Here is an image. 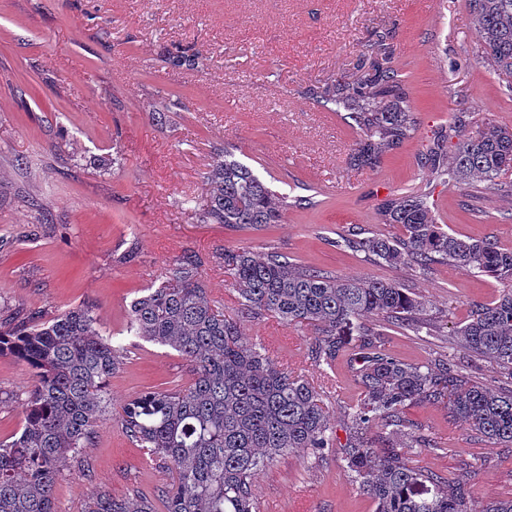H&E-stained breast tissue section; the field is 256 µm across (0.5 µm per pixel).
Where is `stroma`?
Returning a JSON list of instances; mask_svg holds the SVG:
<instances>
[{"label":"stroma","mask_w":512,"mask_h":512,"mask_svg":"<svg viewBox=\"0 0 512 512\" xmlns=\"http://www.w3.org/2000/svg\"><path fill=\"white\" fill-rule=\"evenodd\" d=\"M383 37L394 45L416 131L378 167L362 168L350 160L357 127L319 93L341 78L359 81L370 44ZM178 44L206 56L205 69L168 65L164 53ZM162 107L168 117L159 125L152 113ZM460 116L471 131L512 126V75L486 62L468 0H0V314L46 319L94 306L104 337L129 348L109 382L117 410L144 387L186 378L176 351L129 334L131 301L189 252L202 261L211 299L239 318L223 254L248 246L410 289L431 330L391 328L397 355H450L475 380L510 389L512 379L463 351L454 334L502 282L443 263L396 268L340 243L389 233L379 203L421 190L450 233L512 249L511 194L480 182L455 188L420 164L434 132ZM227 154L301 206L258 229L200 223L207 177ZM130 249L135 259L122 261ZM240 320L277 365L322 387L341 420V403L358 395L346 361L323 370L309 330L272 317ZM29 387L28 369L0 356V441L20 430ZM409 416L443 443L412 449L416 466L467 483L476 497L512 498V448L465 433L432 404ZM171 479L110 418L57 484L56 507L83 512L94 491L153 497ZM257 485L262 512H375L334 454H285Z\"/></svg>","instance_id":"obj_1"}]
</instances>
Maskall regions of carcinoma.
<instances>
[{"instance_id":"cac0c4a2","label":"carcinoma","mask_w":512,"mask_h":512,"mask_svg":"<svg viewBox=\"0 0 512 512\" xmlns=\"http://www.w3.org/2000/svg\"><path fill=\"white\" fill-rule=\"evenodd\" d=\"M469 5L486 61L511 74L512 0ZM393 53L391 46L378 45L380 59L360 82L339 81L322 92L362 132L352 156L358 167H377L416 128ZM168 55L178 67L202 64L188 48L177 46ZM464 127L459 119L435 131L422 165L456 187L478 181L504 190L499 177L512 169V127L488 125L463 134ZM455 137L449 156L444 143ZM209 181V200L197 209L203 224L255 229L279 223L288 209L287 197L228 153ZM377 212L395 233L346 237V245L395 267L450 263L508 284L494 302L476 306L455 335L461 349L512 377V250L449 233L435 220L424 192L387 198ZM200 267L196 255L183 253L128 312L131 335L173 349L188 367L185 383L140 391L119 413L126 436L173 467L162 491L165 512H260L257 476L298 449L340 455L375 512H512V499L479 500L465 485L406 458V448H439L407 416L418 402L441 405L463 430L512 447V389L487 387L456 370L446 356L420 364L392 352L390 326L430 330L423 303L408 289L306 269L278 252L224 250L241 317L269 316L312 328L311 356L318 366L346 359L360 393L337 426L313 383L280 368L265 348L243 338L238 321L209 298ZM0 356L23 363L31 375L20 434L0 441V512H57V483L89 444L96 421L112 415L108 382L124 347L104 337L93 308L82 305L45 321L0 318ZM85 510L156 512L149 497L118 500L99 491Z\"/></svg>"}]
</instances>
